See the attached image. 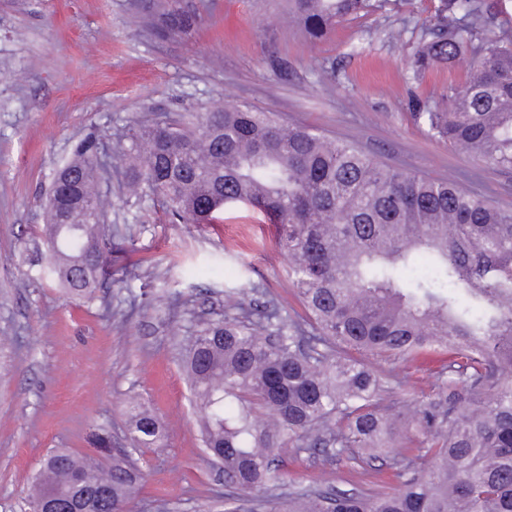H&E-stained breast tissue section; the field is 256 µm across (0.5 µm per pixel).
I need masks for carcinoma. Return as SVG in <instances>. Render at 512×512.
Segmentation results:
<instances>
[{
    "label": "carcinoma",
    "mask_w": 512,
    "mask_h": 512,
    "mask_svg": "<svg viewBox=\"0 0 512 512\" xmlns=\"http://www.w3.org/2000/svg\"><path fill=\"white\" fill-rule=\"evenodd\" d=\"M388 0H288V18L311 40ZM196 15L165 10L159 40ZM464 51L472 70L448 89V108L414 113L430 137L512 172V19L501 0H439L413 68ZM118 159L127 188L150 196L174 223L217 224L248 206L278 226L276 244L305 310L283 318L258 291H237L244 319L203 323L181 344L202 412L203 461L224 485L263 492L224 512H512V210L461 188L395 169L352 140L285 124L273 112L226 106L188 112L181 125H134ZM52 182L46 208L49 273L89 297L112 276L102 235L111 202L98 185L95 140H84ZM440 356L432 390L397 406L393 364ZM126 443L96 440L97 457L67 448L31 480L32 508L130 509L144 485L135 456L163 448L158 417L128 401ZM392 472L394 482L352 492L286 481L282 450Z\"/></svg>",
    "instance_id": "carcinoma-1"
}]
</instances>
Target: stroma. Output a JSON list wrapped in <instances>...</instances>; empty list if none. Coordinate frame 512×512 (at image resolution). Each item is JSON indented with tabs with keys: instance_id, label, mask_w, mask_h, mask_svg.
Listing matches in <instances>:
<instances>
[{
	"instance_id": "stroma-1",
	"label": "stroma",
	"mask_w": 512,
	"mask_h": 512,
	"mask_svg": "<svg viewBox=\"0 0 512 512\" xmlns=\"http://www.w3.org/2000/svg\"><path fill=\"white\" fill-rule=\"evenodd\" d=\"M171 0H0V512H29L27 488L53 449L92 452L91 436H124L135 394L161 419L166 447L148 452L138 512H207L224 474L200 463L201 413L180 366L179 340L202 321L239 317L229 292L257 288L297 310L275 225L243 208L220 224H173L152 198L126 193L112 163L137 123L251 105L285 122L356 140L392 167L512 209V174L431 138L414 112L446 106L471 69L464 54L416 76L412 58L438 0L386 4L314 42L285 0H179L197 15L186 33L149 36L144 13ZM406 26L401 43L387 31ZM284 63L285 74L273 67ZM335 67L325 82L321 71ZM107 169L101 189L112 257L123 275L93 299L66 296L45 270L44 204L55 171L88 133ZM289 478L360 488L342 465L282 454Z\"/></svg>"
}]
</instances>
